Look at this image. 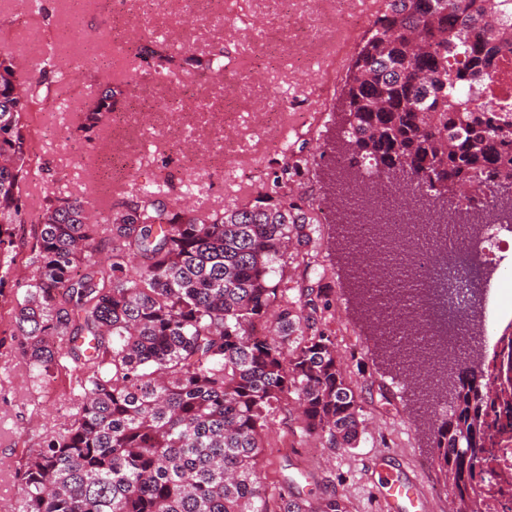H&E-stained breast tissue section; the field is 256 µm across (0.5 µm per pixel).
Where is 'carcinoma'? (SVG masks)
Instances as JSON below:
<instances>
[{
	"mask_svg": "<svg viewBox=\"0 0 512 512\" xmlns=\"http://www.w3.org/2000/svg\"><path fill=\"white\" fill-rule=\"evenodd\" d=\"M512 53V0H384L374 31L348 69L343 138L331 147L349 165L328 170L335 206L361 194L359 163L392 181L415 224L447 220L442 189L472 187L485 174L512 182V110L481 90ZM145 73L165 78L173 57L146 52ZM200 72L224 71V56L188 57ZM47 88L66 81L45 56ZM12 53L0 50V286L24 246L25 186L36 161L29 115L49 96L22 90ZM107 84L84 129L112 111ZM300 161L283 156L267 192L229 213L202 217L146 184L121 210L93 214L62 189L45 193L30 275L10 298L12 335L40 385L69 376L75 412L40 438L20 467L18 512H268L261 480L262 433L273 405L294 395L305 429L330 447L352 445L358 405L331 337L311 324L321 288L285 300L284 254L319 224L289 191ZM338 242L362 303L373 257L345 223ZM307 322L312 335L296 334ZM376 343L429 407L434 371L418 346ZM488 370H456L451 413L436 418L432 458L448 478L453 512H484ZM280 512H346L332 495L312 507L281 498Z\"/></svg>",
	"mask_w": 512,
	"mask_h": 512,
	"instance_id": "cac0c4a2",
	"label": "carcinoma"
}]
</instances>
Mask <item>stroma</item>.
<instances>
[{
	"instance_id": "obj_1",
	"label": "stroma",
	"mask_w": 512,
	"mask_h": 512,
	"mask_svg": "<svg viewBox=\"0 0 512 512\" xmlns=\"http://www.w3.org/2000/svg\"><path fill=\"white\" fill-rule=\"evenodd\" d=\"M0 0V48L16 56L31 93L42 90L38 61L53 53L68 73L49 111L32 116V149L40 172L28 183V221L38 200L56 185L90 210L121 209L139 184L165 183L169 200L196 213L231 211L253 202L283 156L307 165L293 195L321 221L293 243L285 257L288 301L303 285L325 288L329 304L318 327L332 336L336 355L357 399L356 447L332 448L304 429L293 399L276 404L263 438L262 482L270 512L280 494L314 502L328 494L347 512H383L376 483L381 470L417 480L426 490L447 481L431 461L432 433L411 389L374 347L369 320L345 275L336 215L324 206L327 151L338 133L336 106L347 65L378 13L371 0H349L365 22L355 31L336 27V0H294L275 13L267 0H215L207 14L168 0L163 17L149 19L141 0ZM309 34L298 47L297 28ZM165 49L176 61L171 77L143 75L139 56ZM206 58L224 52L222 75L203 77L184 51ZM122 87L113 112L84 131L85 105L100 85ZM279 113L275 128L266 113ZM277 149H270V142ZM8 319L0 318V512H14L18 471L27 449L57 431L72 412L67 380L33 386L14 346Z\"/></svg>"
}]
</instances>
